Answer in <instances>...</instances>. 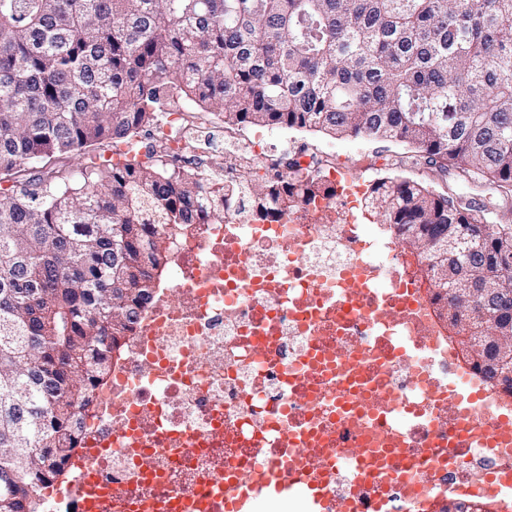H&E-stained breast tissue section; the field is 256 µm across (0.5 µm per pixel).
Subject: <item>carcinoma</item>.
I'll return each mask as SVG.
<instances>
[{"label": "carcinoma", "mask_w": 512, "mask_h": 512, "mask_svg": "<svg viewBox=\"0 0 512 512\" xmlns=\"http://www.w3.org/2000/svg\"><path fill=\"white\" fill-rule=\"evenodd\" d=\"M178 98L229 125L403 143L497 185L487 208L386 176L365 204L455 318L481 311L449 301L428 237L462 236L461 287L493 273L512 294V0H0V512H36L47 449L64 471L179 228L336 196L293 160L227 183L175 154L99 152Z\"/></svg>", "instance_id": "obj_1"}]
</instances>
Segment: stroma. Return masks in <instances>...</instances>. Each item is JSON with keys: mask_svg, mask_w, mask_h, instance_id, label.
<instances>
[{"mask_svg": "<svg viewBox=\"0 0 512 512\" xmlns=\"http://www.w3.org/2000/svg\"><path fill=\"white\" fill-rule=\"evenodd\" d=\"M193 119L207 136L201 161L211 172L225 174L229 160L224 150V120L207 112ZM233 135L255 144L253 160L262 164L283 156L308 154L321 159L324 170L333 171L337 182L368 185L382 176H400L417 181L439 194H463L475 205L497 201L499 190L486 182H463L455 173L440 172L425 162L421 153L403 145L366 137L335 138L320 132L278 129L261 125L233 128Z\"/></svg>", "mask_w": 512, "mask_h": 512, "instance_id": "35a3bbf8", "label": "stroma"}]
</instances>
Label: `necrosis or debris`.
<instances>
[{"mask_svg": "<svg viewBox=\"0 0 512 512\" xmlns=\"http://www.w3.org/2000/svg\"><path fill=\"white\" fill-rule=\"evenodd\" d=\"M171 249L81 411L93 454L39 489L43 512H78L87 477L128 512H198L201 498L307 512L316 497L372 512L380 479L397 512H425L437 489L505 463L464 448L496 412L449 407L448 317L416 258L357 223L344 193L274 222L190 224ZM324 448L344 478L316 486L307 462Z\"/></svg>", "mask_w": 512, "mask_h": 512, "instance_id": "necrosis-or-debris-1", "label": "necrosis or debris"}]
</instances>
